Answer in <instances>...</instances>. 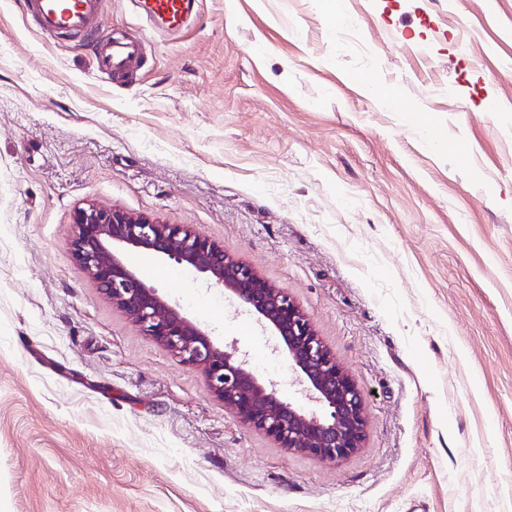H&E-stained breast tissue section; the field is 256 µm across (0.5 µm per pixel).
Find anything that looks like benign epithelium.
Instances as JSON below:
<instances>
[{"instance_id":"1","label":"benign epithelium","mask_w":512,"mask_h":512,"mask_svg":"<svg viewBox=\"0 0 512 512\" xmlns=\"http://www.w3.org/2000/svg\"><path fill=\"white\" fill-rule=\"evenodd\" d=\"M74 258L98 287L146 335L179 361L200 368L210 393L247 426L283 448L339 461L356 453L366 435L358 385L336 363L310 319L283 290L269 284L224 245L185 225L94 205L74 214ZM132 251L184 265L248 308L273 332L300 385L320 408L306 413L284 401L236 348H225L186 317L159 290L144 282L126 260Z\"/></svg>"}]
</instances>
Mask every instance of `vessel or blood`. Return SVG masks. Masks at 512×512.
I'll return each mask as SVG.
<instances>
[{
    "label": "vessel or blood",
    "instance_id": "obj_1",
    "mask_svg": "<svg viewBox=\"0 0 512 512\" xmlns=\"http://www.w3.org/2000/svg\"><path fill=\"white\" fill-rule=\"evenodd\" d=\"M25 8L47 32L91 34L102 10L103 0H24ZM142 8L150 18L168 29L180 30L193 9L192 0H144ZM143 44L129 37L111 38L96 44L98 70L112 80L126 77L142 59Z\"/></svg>",
    "mask_w": 512,
    "mask_h": 512
}]
</instances>
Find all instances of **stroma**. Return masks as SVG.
<instances>
[{"mask_svg":"<svg viewBox=\"0 0 512 512\" xmlns=\"http://www.w3.org/2000/svg\"><path fill=\"white\" fill-rule=\"evenodd\" d=\"M105 0L85 39L0 0V512H512V0ZM399 95L414 106L397 112ZM93 204L187 225L308 315L363 448L252 431L71 250ZM303 402L276 340L168 260L139 272ZM193 0H145L141 4L146 15L160 20L166 28L180 30L193 9ZM98 71L111 80L126 77L142 59L143 44L129 37L111 38L94 45Z\"/></svg>","mask_w":512,"mask_h":512,"instance_id":"1","label":"stroma"}]
</instances>
